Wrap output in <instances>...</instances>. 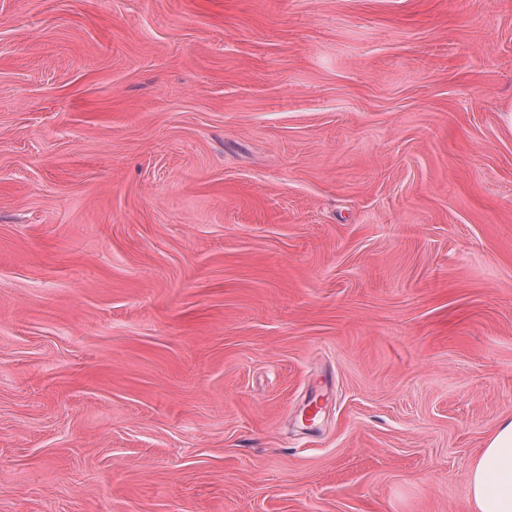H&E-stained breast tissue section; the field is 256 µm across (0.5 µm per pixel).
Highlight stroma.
Listing matches in <instances>:
<instances>
[{
  "label": "stroma",
  "mask_w": 512,
  "mask_h": 512,
  "mask_svg": "<svg viewBox=\"0 0 512 512\" xmlns=\"http://www.w3.org/2000/svg\"><path fill=\"white\" fill-rule=\"evenodd\" d=\"M510 110L512 0H0V512H471Z\"/></svg>",
  "instance_id": "obj_1"
}]
</instances>
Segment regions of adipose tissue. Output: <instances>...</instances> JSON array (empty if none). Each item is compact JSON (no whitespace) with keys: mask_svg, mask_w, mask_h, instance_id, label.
Instances as JSON below:
<instances>
[{"mask_svg":"<svg viewBox=\"0 0 512 512\" xmlns=\"http://www.w3.org/2000/svg\"><path fill=\"white\" fill-rule=\"evenodd\" d=\"M473 512H512V418L499 422L469 469Z\"/></svg>","mask_w":512,"mask_h":512,"instance_id":"1","label":"adipose tissue"}]
</instances>
